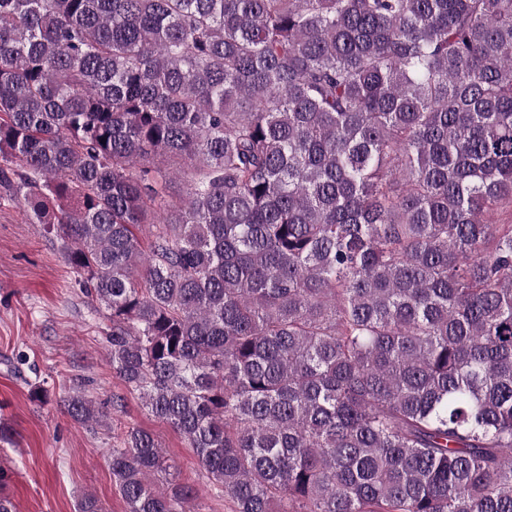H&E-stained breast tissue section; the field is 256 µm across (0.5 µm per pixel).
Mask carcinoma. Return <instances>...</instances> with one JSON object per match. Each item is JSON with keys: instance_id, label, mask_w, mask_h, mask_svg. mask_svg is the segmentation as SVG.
<instances>
[{"instance_id": "carcinoma-1", "label": "carcinoma", "mask_w": 512, "mask_h": 512, "mask_svg": "<svg viewBox=\"0 0 512 512\" xmlns=\"http://www.w3.org/2000/svg\"><path fill=\"white\" fill-rule=\"evenodd\" d=\"M0 188L232 512H512V0H0Z\"/></svg>"}]
</instances>
